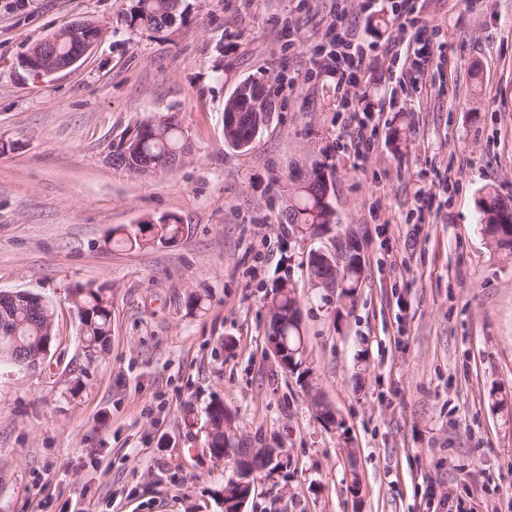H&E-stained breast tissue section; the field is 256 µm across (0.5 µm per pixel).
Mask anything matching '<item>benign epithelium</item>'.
<instances>
[{
  "instance_id": "1",
  "label": "benign epithelium",
  "mask_w": 512,
  "mask_h": 512,
  "mask_svg": "<svg viewBox=\"0 0 512 512\" xmlns=\"http://www.w3.org/2000/svg\"><path fill=\"white\" fill-rule=\"evenodd\" d=\"M104 34L105 28L101 25L90 30L88 25L82 21L74 23L55 33L53 38L34 44L22 58V67L37 75H51L67 70L75 66L90 49L96 46L102 40ZM74 36L79 37V40L75 42L68 55H62L59 52V46L62 42L68 41ZM269 115L270 109L264 98H255L254 131H259L267 123ZM344 246L348 247L349 253L356 256V260L364 261L358 239H350L343 234H339L336 236V250L334 252L327 254L314 251L309 255L306 267L314 286L328 289L338 287L343 277L344 260L341 252ZM320 263L332 269L335 280L330 281L316 275V266Z\"/></svg>"
}]
</instances>
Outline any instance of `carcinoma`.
Wrapping results in <instances>:
<instances>
[{"mask_svg": "<svg viewBox=\"0 0 512 512\" xmlns=\"http://www.w3.org/2000/svg\"><path fill=\"white\" fill-rule=\"evenodd\" d=\"M188 11L186 0H130L126 13V24L131 29H147L159 32L183 20ZM224 109L238 114L237 130L225 136L228 144L237 147V141L244 138L252 130L250 119L251 105L245 99L234 104L225 102ZM136 133L132 138L133 150H123V140L112 144V152L123 158L120 169L129 174H138V166L164 155H172L185 145V134L180 122L175 118L157 126L143 121L135 125ZM333 167L326 161H316L306 178V187L293 195L288 205L286 223L301 225L314 232H325L332 224L334 211L327 210L328 203L324 202L333 186ZM504 202L494 188L485 187L476 200L478 222L483 225L487 237L496 242V249L504 250L512 255V214L505 223L493 221V213L499 210ZM119 237L115 243L140 247L146 243L158 241L175 243L183 234L182 225L174 218L162 224H139L129 231L118 228ZM364 267L353 261L344 267V286L340 287L339 297L351 299L356 290L361 287ZM79 306L77 315L83 335V345L91 349L92 354L103 353L110 341L112 331V289L106 285L77 288L74 291ZM299 300L295 291H287L281 297V313L271 322L269 330L281 337L288 348L298 351L306 348L305 337L301 322L296 320ZM52 316L49 305L37 307L30 302L19 299L13 306L11 321L0 326V359L6 358L17 351L28 355L42 351L44 346V327ZM227 412L224 404L215 402L208 411V420L213 427V434L208 436L206 447L210 455L224 453V418ZM269 465L263 458L253 457L250 468L239 467L234 477L227 481L233 487V492L243 494L248 491L250 483L255 481V472Z\"/></svg>", "mask_w": 512, "mask_h": 512, "instance_id": "carcinoma-1", "label": "carcinoma"}]
</instances>
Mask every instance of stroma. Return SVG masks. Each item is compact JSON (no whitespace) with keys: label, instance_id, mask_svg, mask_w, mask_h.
<instances>
[{"label":"stroma","instance_id":"obj_1","mask_svg":"<svg viewBox=\"0 0 512 512\" xmlns=\"http://www.w3.org/2000/svg\"><path fill=\"white\" fill-rule=\"evenodd\" d=\"M188 3L154 33L127 27L129 0H0V291L53 310L40 366L0 363V512H224L234 465L206 448L215 400L250 447L279 451L245 512H512V255L475 205L487 186L512 198V0H418L422 39L343 92L310 63L321 34L341 4L385 44L389 0ZM81 20L106 34L74 67H21ZM250 79L270 82L276 110L241 151L224 104ZM167 114L189 136L179 165L140 177L108 163L125 130ZM324 154L335 222L299 241L287 190ZM169 217L176 243L110 241ZM349 231L366 259L350 300L305 265ZM284 278L301 375L267 350L265 295ZM102 283L112 335L90 362L69 296Z\"/></svg>","mask_w":512,"mask_h":512}]
</instances>
